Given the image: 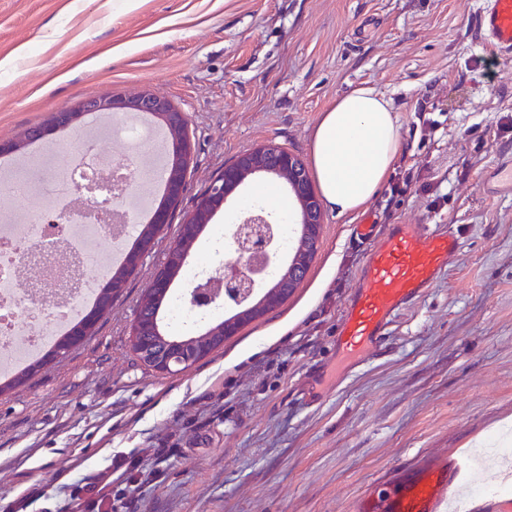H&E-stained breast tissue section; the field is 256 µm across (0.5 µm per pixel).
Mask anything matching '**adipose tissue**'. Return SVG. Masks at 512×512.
<instances>
[{
    "instance_id": "ef3b65f1",
    "label": "adipose tissue",
    "mask_w": 512,
    "mask_h": 512,
    "mask_svg": "<svg viewBox=\"0 0 512 512\" xmlns=\"http://www.w3.org/2000/svg\"><path fill=\"white\" fill-rule=\"evenodd\" d=\"M399 114L372 86L337 97L319 117L311 162L326 206L341 217L358 214L375 195L396 160Z\"/></svg>"
}]
</instances>
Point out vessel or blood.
<instances>
[{
  "mask_svg": "<svg viewBox=\"0 0 512 512\" xmlns=\"http://www.w3.org/2000/svg\"><path fill=\"white\" fill-rule=\"evenodd\" d=\"M479 32L500 53L512 54V0H489L479 16ZM371 225L357 235L373 244L360 281L346 307L336 341L339 355L360 358L376 353L394 317L414 303L459 249L452 227L393 224L380 238ZM467 470L458 456L425 460L401 472L381 498H361L356 512H446L448 493Z\"/></svg>",
  "mask_w": 512,
  "mask_h": 512,
  "instance_id": "obj_1",
  "label": "vessel or blood"
}]
</instances>
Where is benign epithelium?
<instances>
[{"label":"benign epithelium","mask_w":512,"mask_h":512,"mask_svg":"<svg viewBox=\"0 0 512 512\" xmlns=\"http://www.w3.org/2000/svg\"><path fill=\"white\" fill-rule=\"evenodd\" d=\"M101 112H140L150 113L168 130L170 136L169 160L166 168V198L153 215L152 224L160 231L170 224L171 207L182 197L187 164H189L191 145L186 135L188 118L185 112L176 108L162 94L144 91L133 96H110L87 99L77 107L56 113L54 121L46 127L33 129L28 142L41 140L51 133L77 126L87 114ZM302 162L287 148L270 142L258 149L242 155L234 164L224 168V172L211 183L207 192L201 196L191 213L182 223V239L197 238L195 227L210 223L214 214L224 202L233 195L248 176L256 172L274 174L284 179L297 199L301 209L300 223L320 234L324 224V213L310 181L301 172ZM276 222L263 211L250 215L234 225L230 231V244L233 257L226 259L212 270L191 282L188 287L189 305L200 311L218 306L233 304L240 306L256 295L266 282L269 267L276 263L277 250L274 247ZM124 288V283L116 281L112 288L100 295L98 305L86 311L80 319L81 327L75 337L62 342L54 352L60 355L67 351L81 337L87 335L97 321L112 308V298ZM171 289L169 268L161 267L155 274L149 288L151 296L165 295ZM244 322L222 319L208 325L199 332L201 336H233ZM164 335L162 324H157L153 332H148L143 324L134 322L133 342L139 354L145 358L149 367L161 373H170L185 369L196 359L206 357L211 350L204 347L189 350L181 340L170 342L162 352H157L142 342L140 337L150 334Z\"/></svg>","instance_id":"benign-epithelium-1"}]
</instances>
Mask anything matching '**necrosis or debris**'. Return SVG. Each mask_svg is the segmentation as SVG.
Here are the masks:
<instances>
[{"instance_id": "1", "label": "necrosis or debris", "mask_w": 512, "mask_h": 512, "mask_svg": "<svg viewBox=\"0 0 512 512\" xmlns=\"http://www.w3.org/2000/svg\"><path fill=\"white\" fill-rule=\"evenodd\" d=\"M81 148L72 159H60L55 146L41 148L30 160L41 168V176L27 180L17 172L0 174V192L34 198L22 225L0 224V367L19 365L39 352L48 338L49 326H60L69 318L78 297L69 286L71 273H78L85 293L96 283L92 269H107L114 252L99 248L102 232L113 229L127 234L132 213L114 212L113 174L122 171L120 160L103 152L94 135L79 133ZM74 203L69 223L61 225L58 242L45 243L48 215L59 201ZM37 273L40 293H28L18 278L20 267Z\"/></svg>"}]
</instances>
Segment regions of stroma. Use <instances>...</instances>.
I'll return each mask as SVG.
<instances>
[{
  "label": "stroma",
  "instance_id": "1",
  "mask_svg": "<svg viewBox=\"0 0 512 512\" xmlns=\"http://www.w3.org/2000/svg\"><path fill=\"white\" fill-rule=\"evenodd\" d=\"M485 0H0V142L90 97L153 90L189 118L180 205L91 336L0 394V512H62L73 486L114 455L155 469L135 512H350L405 467L452 452L483 498L503 471L469 447L512 416V196L483 193L512 157V56L487 45ZM371 84L400 114L394 169L364 215L445 224L460 249L351 363L335 340L369 248L325 211L316 256L279 308L171 374L134 354L138 305L176 226L225 166L273 141L310 163L314 125ZM434 128L424 131V121ZM276 176H248L196 240L218 250ZM322 397L311 402L310 389ZM166 449L164 461L153 451Z\"/></svg>",
  "mask_w": 512,
  "mask_h": 512
}]
</instances>
